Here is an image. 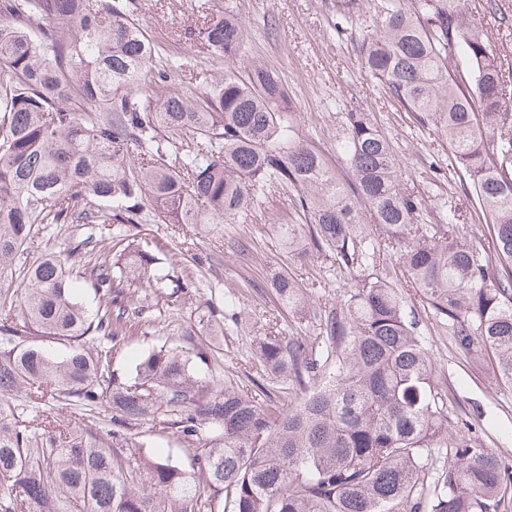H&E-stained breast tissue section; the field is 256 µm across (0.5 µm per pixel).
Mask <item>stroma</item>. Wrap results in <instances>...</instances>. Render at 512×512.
<instances>
[{
  "mask_svg": "<svg viewBox=\"0 0 512 512\" xmlns=\"http://www.w3.org/2000/svg\"><path fill=\"white\" fill-rule=\"evenodd\" d=\"M135 17L159 45L192 62L178 76L181 86L194 82L203 60L201 46L191 36L198 24L197 0H136ZM331 0H212L221 11H234L245 28L244 55L259 58L279 72L288 87L299 133L315 145L340 176L348 170L336 153L341 121L347 112H368L391 140L400 172L418 189L426 207L435 194L452 196L469 239L488 234L463 190L451 164L448 137L432 120L395 111L377 83L358 60L357 42L371 19L363 10L353 28L337 31ZM290 191L273 194L263 213L246 224H146L149 239L165 244L180 267L200 282L173 297L147 300L114 367L129 377L135 358L169 343L188 357L210 349L230 378L252 367L255 337L265 334L273 319L287 321L268 290L274 276L289 271L297 276L316 308L335 306L351 286L346 273L323 263L301 259L283 249L276 236L279 224L298 223ZM238 311L237 323L225 321L226 306ZM428 349L437 360L439 378L457 399L456 410L479 417L486 442L512 464V388L500 386L484 360H473L452 346L432 314H420Z\"/></svg>",
  "mask_w": 512,
  "mask_h": 512,
  "instance_id": "stroma-1",
  "label": "stroma"
}]
</instances>
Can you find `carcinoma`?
I'll return each instance as SVG.
<instances>
[{
  "instance_id": "cac0c4a2",
  "label": "carcinoma",
  "mask_w": 512,
  "mask_h": 512,
  "mask_svg": "<svg viewBox=\"0 0 512 512\" xmlns=\"http://www.w3.org/2000/svg\"><path fill=\"white\" fill-rule=\"evenodd\" d=\"M372 2L362 69L393 105L447 130L484 243L444 203L419 222L424 199L367 112L344 115L343 182L298 136L280 74L250 62L240 75L238 15L204 17L194 37L207 65L179 87L183 58L162 54L135 0H0V512H499L512 465L477 421H449L455 393L406 307L426 306L466 355H492L496 380L512 387V63L464 0ZM332 8L339 30L360 17L359 0ZM482 11L512 25L500 0ZM457 51L467 76L448 68ZM284 189L305 222L276 225L280 241L301 240L302 254L353 281L314 315L320 346L261 336L258 368L239 384L194 374L164 344L121 380L112 361L138 315L133 295L195 286L126 227L243 224ZM41 224L89 233L34 258ZM111 224L122 226L113 244L90 247ZM385 251L399 271L379 265ZM87 288L93 312L77 298ZM272 292L311 315L293 275L276 276ZM284 380L298 389L286 403ZM102 408L113 425L104 436L86 421ZM52 409L70 418L39 429ZM146 420L181 433L189 466L127 436Z\"/></svg>"
}]
</instances>
